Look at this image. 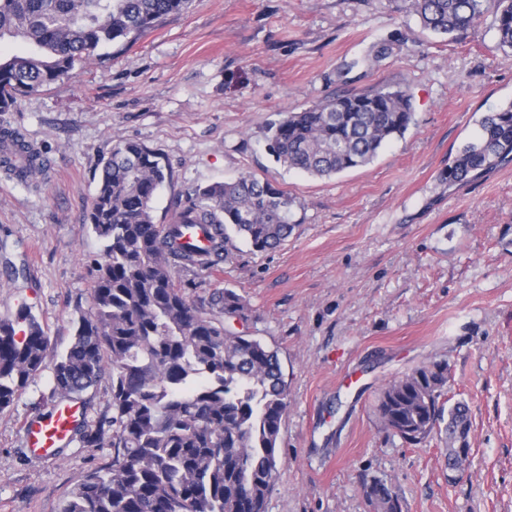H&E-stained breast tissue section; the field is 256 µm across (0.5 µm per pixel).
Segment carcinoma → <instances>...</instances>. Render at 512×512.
<instances>
[{"mask_svg": "<svg viewBox=\"0 0 512 512\" xmlns=\"http://www.w3.org/2000/svg\"><path fill=\"white\" fill-rule=\"evenodd\" d=\"M190 0H0V43L24 52L0 56V113L21 98L100 61L104 46L126 49ZM421 26L450 39L495 15L498 44L512 56V0H401ZM392 50L383 42L349 65L372 66ZM414 123L412 95L375 88L288 112L266 128L274 161L331 177L371 163ZM457 149L448 185L512 161V101L478 121ZM86 222L104 244L91 268L90 305L73 321L69 346L57 352L27 308L0 319V411L51 368L50 396L74 399L106 373L112 377V437L104 425L73 428L86 447L113 448L104 467L82 473L59 512H265L278 474L276 448L288 409L278 353L234 330L248 319L244 299L217 289L190 300L173 271H215L242 240L253 250L278 247L292 234L299 206L278 184L250 172L199 186L180 201L173 221H157L154 201L171 173L155 151L125 142L99 161ZM40 165L29 154L12 170L20 179ZM201 228L208 245L180 242ZM448 363L419 367L383 388L381 423L407 442H424L440 423L448 462L460 465L454 438L470 429L468 406L448 402ZM376 512H401L384 483L372 487Z\"/></svg>", "mask_w": 512, "mask_h": 512, "instance_id": "obj_1", "label": "carcinoma"}]
</instances>
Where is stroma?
<instances>
[{"instance_id":"stroma-1","label":"stroma","mask_w":512,"mask_h":512,"mask_svg":"<svg viewBox=\"0 0 512 512\" xmlns=\"http://www.w3.org/2000/svg\"><path fill=\"white\" fill-rule=\"evenodd\" d=\"M399 5L190 0L129 50L0 113L46 160L27 184L0 171V318L27 306L60 351L103 257L86 215L116 144L169 165L155 201L165 223L187 192L244 172L297 198L283 245L239 243L188 291L241 295L243 331L281 360L288 410L266 512H371L376 479L402 512H512V162L446 180L481 116L512 99V58L493 13L451 41ZM384 40L391 54L348 69ZM380 87L412 93L415 123L370 164L318 178L267 153L281 113ZM439 360L471 422L469 466L453 479L443 439L407 443L375 410L389 381ZM49 389L45 372L0 412V512H59L76 477L112 458L76 441L50 458L30 451L24 424L52 411Z\"/></svg>"}]
</instances>
